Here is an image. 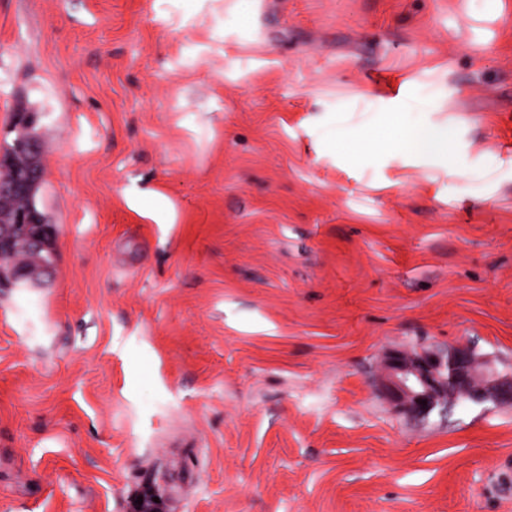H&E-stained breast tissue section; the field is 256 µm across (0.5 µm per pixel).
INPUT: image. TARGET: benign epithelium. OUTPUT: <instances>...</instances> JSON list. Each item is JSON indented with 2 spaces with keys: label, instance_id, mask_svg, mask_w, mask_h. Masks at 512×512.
Listing matches in <instances>:
<instances>
[{
  "label": "benign epithelium",
  "instance_id": "7a95c632",
  "mask_svg": "<svg viewBox=\"0 0 512 512\" xmlns=\"http://www.w3.org/2000/svg\"><path fill=\"white\" fill-rule=\"evenodd\" d=\"M32 139L15 141L12 176L0 182V261H10L16 278L30 274L26 258L33 257L52 238L51 226L43 223L35 207H21L41 179L35 164ZM380 393L400 413L426 417L448 407V399L480 400L487 396L512 402V371L500 373L492 364L466 349L409 352L395 349L384 361ZM426 404H421V401Z\"/></svg>",
  "mask_w": 512,
  "mask_h": 512
}]
</instances>
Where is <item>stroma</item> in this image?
<instances>
[{
  "label": "stroma",
  "instance_id": "stroma-1",
  "mask_svg": "<svg viewBox=\"0 0 512 512\" xmlns=\"http://www.w3.org/2000/svg\"><path fill=\"white\" fill-rule=\"evenodd\" d=\"M25 134L0 512H512V403L377 387L512 369V0H0ZM34 154L32 139L21 137L16 140L15 152H12V176L8 183L0 182V275L3 259L10 261L14 277L29 275L32 267L26 258L36 256L52 238L51 226L43 223L34 206H19L20 198L27 196L41 179L42 171L34 162ZM380 393L398 412L416 417L443 412L448 398L461 401L459 396L512 402V369L500 373L488 360L466 349H395L385 358ZM421 400H426V406Z\"/></svg>",
  "mask_w": 512,
  "mask_h": 512
}]
</instances>
